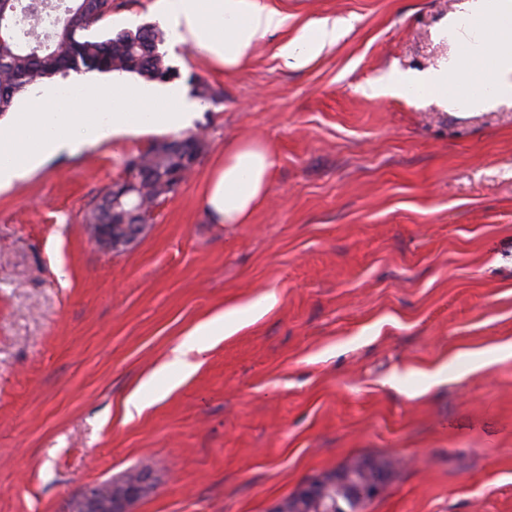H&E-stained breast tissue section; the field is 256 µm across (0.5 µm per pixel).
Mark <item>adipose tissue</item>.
Masks as SVG:
<instances>
[{
    "mask_svg": "<svg viewBox=\"0 0 512 512\" xmlns=\"http://www.w3.org/2000/svg\"><path fill=\"white\" fill-rule=\"evenodd\" d=\"M156 9L174 43L206 54L228 71L288 22L266 0H157ZM474 17V23L462 21L455 28L464 54L450 71L395 75L370 86V96L415 91L451 102L452 82L461 73L477 86L474 98L480 104L512 97V0H482ZM349 26L346 19L317 21L282 42L277 54L287 65L305 67ZM197 108L180 86L127 77L85 75L73 80L66 93L45 86L0 120V191L25 181L58 154H77L109 138L187 129ZM275 166L274 154L261 141L225 143L224 159L213 167L202 193L207 217L217 224L251 223L268 201ZM274 301L269 294L259 304L230 307L199 324L173 349L168 368L191 375L196 366L185 360L186 351H204V337L233 335L258 306Z\"/></svg>",
    "mask_w": 512,
    "mask_h": 512,
    "instance_id": "1",
    "label": "adipose tissue"
}]
</instances>
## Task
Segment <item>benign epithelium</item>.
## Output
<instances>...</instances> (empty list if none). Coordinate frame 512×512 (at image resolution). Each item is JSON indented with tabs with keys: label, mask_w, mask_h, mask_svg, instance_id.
Wrapping results in <instances>:
<instances>
[{
	"label": "benign epithelium",
	"mask_w": 512,
	"mask_h": 512,
	"mask_svg": "<svg viewBox=\"0 0 512 512\" xmlns=\"http://www.w3.org/2000/svg\"><path fill=\"white\" fill-rule=\"evenodd\" d=\"M152 482V475H144L132 490L111 495H103L90 487L85 493L87 512H129L130 504L140 498ZM338 482L345 485L352 498L361 503L374 500L385 489L380 472L370 467H355L338 480L325 477L307 480L294 498L276 505L271 512H335L336 505L329 503L328 497Z\"/></svg>",
	"instance_id": "7a95c632"
}]
</instances>
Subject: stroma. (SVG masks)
<instances>
[{
  "label": "stroma",
  "instance_id": "stroma-1",
  "mask_svg": "<svg viewBox=\"0 0 512 512\" xmlns=\"http://www.w3.org/2000/svg\"><path fill=\"white\" fill-rule=\"evenodd\" d=\"M268 2L288 27L235 71L164 44L180 84L216 98L197 165L135 241L102 249L83 218L161 134L0 191V512H72L135 470L155 486L130 512H270L368 458L389 482L363 512H512V100L364 93L447 68L468 0ZM324 18L353 25L286 66L278 43ZM233 138L274 153L270 198L215 224L200 201ZM271 292L188 352L190 377L161 373L199 322Z\"/></svg>",
  "mask_w": 512,
  "mask_h": 512
}]
</instances>
